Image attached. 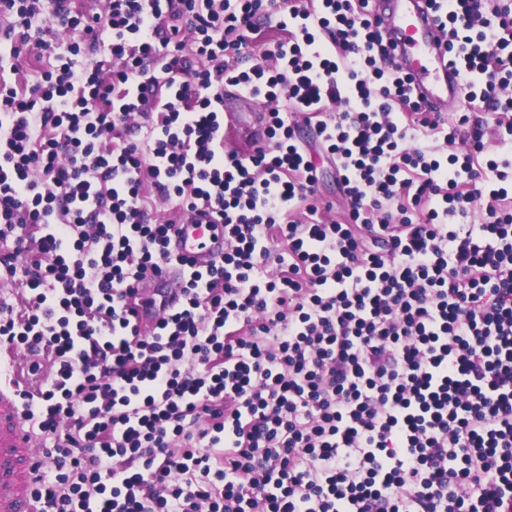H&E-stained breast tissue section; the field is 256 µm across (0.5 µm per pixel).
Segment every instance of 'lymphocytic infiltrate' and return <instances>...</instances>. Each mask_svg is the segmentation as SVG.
Listing matches in <instances>:
<instances>
[{
    "instance_id": "1",
    "label": "lymphocytic infiltrate",
    "mask_w": 512,
    "mask_h": 512,
    "mask_svg": "<svg viewBox=\"0 0 512 512\" xmlns=\"http://www.w3.org/2000/svg\"><path fill=\"white\" fill-rule=\"evenodd\" d=\"M429 2L449 118L370 0H0V346L43 512H512V0ZM228 87L273 104L247 155ZM194 208L228 248L139 333ZM318 165L321 168L320 179L317 187V193L319 198L323 201L340 202V193L336 186V180L334 178L333 171L330 164L325 158L318 161Z\"/></svg>"
}]
</instances>
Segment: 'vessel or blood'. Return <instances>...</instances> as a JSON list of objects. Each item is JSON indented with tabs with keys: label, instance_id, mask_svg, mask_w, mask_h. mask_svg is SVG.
Returning a JSON list of instances; mask_svg holds the SVG:
<instances>
[{
	"label": "vessel or blood",
	"instance_id": "obj_1",
	"mask_svg": "<svg viewBox=\"0 0 512 512\" xmlns=\"http://www.w3.org/2000/svg\"><path fill=\"white\" fill-rule=\"evenodd\" d=\"M391 51L415 96L436 106L461 98L457 70L450 65L436 15L426 0H372ZM254 97L236 91L224 100V143L240 152L266 136L268 116L254 110ZM168 251L182 267H165L140 283L143 295L178 299L183 267L204 271L224 255V227L201 220L175 225ZM42 451L24 414L17 388L0 379V512H41L33 494Z\"/></svg>",
	"mask_w": 512,
	"mask_h": 512
}]
</instances>
